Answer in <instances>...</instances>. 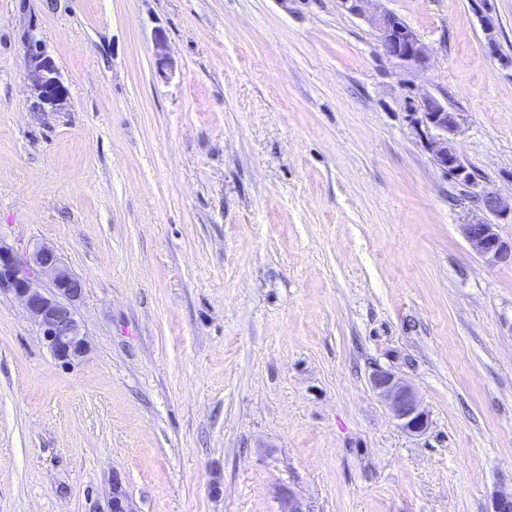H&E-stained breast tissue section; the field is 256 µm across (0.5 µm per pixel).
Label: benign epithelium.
<instances>
[{
	"label": "benign epithelium",
	"mask_w": 512,
	"mask_h": 512,
	"mask_svg": "<svg viewBox=\"0 0 512 512\" xmlns=\"http://www.w3.org/2000/svg\"><path fill=\"white\" fill-rule=\"evenodd\" d=\"M473 10L480 14L481 26L488 45L495 47L494 20L481 14L478 0H471ZM377 31L383 53L400 68H426L430 63L428 47L397 15L375 11L370 16ZM26 79L32 91L30 108L34 112H62L68 106L69 89L54 60L36 43L28 45ZM414 128L425 138L435 163L456 181L479 186L475 174L464 164L454 147L460 129V114L448 108L439 98L425 94L410 108ZM485 213H512V196L480 190ZM470 248L492 261L512 259V245L499 237L486 217L461 225ZM0 288L14 293L36 325L54 359L64 368L82 362L91 345L78 319L77 307L83 300L85 284L62 261L57 250L47 244L33 249L24 257L0 241ZM373 388L387 400L398 425L408 433L420 434L429 426V415L422 407L417 392L409 383L389 371L378 370L371 378ZM104 512H136L122 478L112 473V491ZM278 512H310L293 491L279 493Z\"/></svg>",
	"instance_id": "1"
}]
</instances>
